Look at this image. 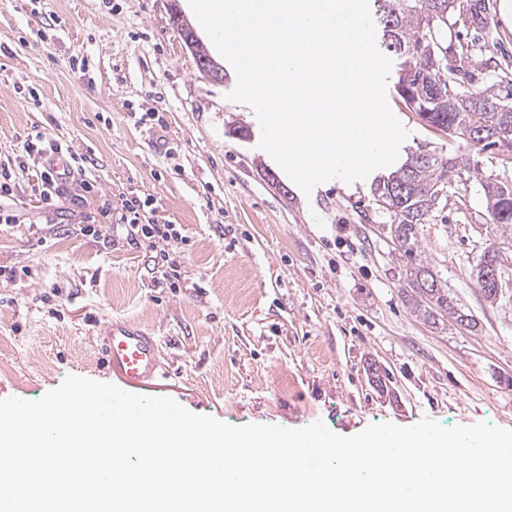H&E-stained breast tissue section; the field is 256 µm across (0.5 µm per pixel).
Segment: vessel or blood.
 Instances as JSON below:
<instances>
[{
	"mask_svg": "<svg viewBox=\"0 0 512 512\" xmlns=\"http://www.w3.org/2000/svg\"><path fill=\"white\" fill-rule=\"evenodd\" d=\"M99 342L107 366L131 393L152 394L154 380L166 374L155 336L131 323L110 319L99 328Z\"/></svg>",
	"mask_w": 512,
	"mask_h": 512,
	"instance_id": "1",
	"label": "vessel or blood"
}]
</instances>
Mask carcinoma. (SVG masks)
Here are the masks:
<instances>
[{"mask_svg":"<svg viewBox=\"0 0 512 512\" xmlns=\"http://www.w3.org/2000/svg\"><path fill=\"white\" fill-rule=\"evenodd\" d=\"M436 2L375 0L376 16L383 29V46L401 57L406 71L398 80L399 95L415 101L419 113L428 114L429 125L451 137H465L467 127L488 124L495 118L512 120V105L506 103L512 99V84L504 85L503 95L461 92L462 70L448 62L438 46L434 47L438 68L431 69L427 64L418 63L429 53V43L422 41L423 21L432 22L439 41L448 28V15H439ZM441 76L444 77L443 98L434 104V86ZM447 174L448 160L435 153L426 156L419 152L389 177L379 181L373 195L375 201L388 203L390 223L383 225L384 234L394 251L406 259L402 288L405 297L413 301L415 310L428 321L435 322L438 317L449 314L457 321L464 318L469 322V315L455 307L438 272L422 258L419 245V227L435 210L427 192ZM510 189L512 184L507 181L490 182L485 186L487 209L500 236L486 248L482 258L484 263L499 259L498 245L512 235V201L502 205V196Z\"/></svg>","mask_w":512,"mask_h":512,"instance_id":"1","label":"carcinoma"}]
</instances>
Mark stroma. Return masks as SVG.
<instances>
[{
    "label": "stroma",
    "mask_w": 512,
    "mask_h": 512,
    "mask_svg": "<svg viewBox=\"0 0 512 512\" xmlns=\"http://www.w3.org/2000/svg\"><path fill=\"white\" fill-rule=\"evenodd\" d=\"M443 45L474 75L464 91L498 86L512 62L499 0H457ZM400 64L386 90L408 133L399 160H458L419 239L466 328L448 315L427 322L402 294L404 261L372 196L391 167L304 193L260 148L253 109L228 100L233 67L220 82L198 71L168 0H0V170L11 185L0 209L17 217L0 223V267L28 270L0 275V400L41 399L70 375L115 383L93 328L117 318L159 339L168 377L157 396L229 424L320 421L352 436L428 417L512 429V253L496 301L475 280L493 235L484 187L512 182V164L411 112ZM38 131L85 160L52 201L38 167L21 163ZM131 196L147 201L141 223L180 231L176 285L121 226Z\"/></svg>",
    "instance_id": "stroma-1"
}]
</instances>
